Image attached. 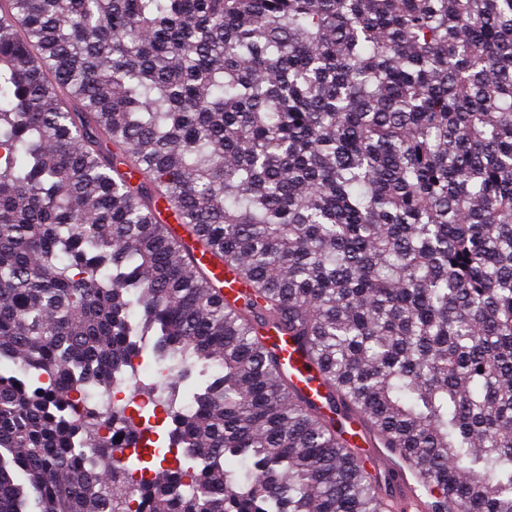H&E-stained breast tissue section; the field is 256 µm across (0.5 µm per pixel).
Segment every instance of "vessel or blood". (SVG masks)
<instances>
[{"mask_svg": "<svg viewBox=\"0 0 512 512\" xmlns=\"http://www.w3.org/2000/svg\"><path fill=\"white\" fill-rule=\"evenodd\" d=\"M202 264L224 286L225 295L243 290L244 284L233 272L209 257H202ZM268 346L280 357L282 367L293 386L307 399L319 406H326L328 390L310 367L307 358L285 335L269 331L265 337ZM362 453L372 459L389 485L392 512H432L430 498L423 489L424 480L414 465L398 457L395 449L385 447L382 439L366 429H358Z\"/></svg>", "mask_w": 512, "mask_h": 512, "instance_id": "b4317fda", "label": "vessel or blood"}]
</instances>
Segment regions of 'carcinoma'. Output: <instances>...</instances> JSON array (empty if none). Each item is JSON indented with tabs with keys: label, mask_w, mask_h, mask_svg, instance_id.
Instances as JSON below:
<instances>
[{
	"label": "carcinoma",
	"mask_w": 512,
	"mask_h": 512,
	"mask_svg": "<svg viewBox=\"0 0 512 512\" xmlns=\"http://www.w3.org/2000/svg\"><path fill=\"white\" fill-rule=\"evenodd\" d=\"M148 349L181 457L136 512H389L353 415L512 512V0H0V512H129L87 449L141 431L78 393ZM169 212L170 211L168 210H163L161 219L165 222V224L170 226V229L174 235L181 238L185 249L195 255V257L198 258L200 262L217 277V279L223 282L222 284L224 286L225 295L233 296L238 291L247 288V285L238 280L227 266L224 265L222 268L221 265L215 260L209 258L208 256H201L198 249L194 247V245H191L190 241L187 239L186 234L183 233V231L180 229V224L177 223V221L169 215ZM268 346L280 357L282 367L293 386L307 399L328 408V390L310 367L307 358L285 335L274 330L263 337Z\"/></svg>",
	"instance_id": "1"
}]
</instances>
